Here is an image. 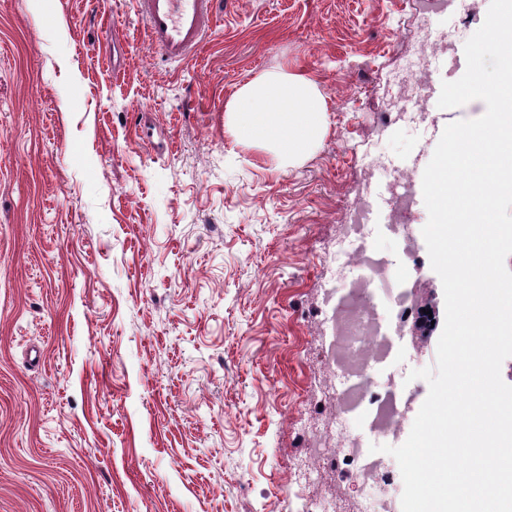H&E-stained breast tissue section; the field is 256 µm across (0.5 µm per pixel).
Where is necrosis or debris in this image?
<instances>
[{"label": "necrosis or debris", "mask_w": 512, "mask_h": 512, "mask_svg": "<svg viewBox=\"0 0 512 512\" xmlns=\"http://www.w3.org/2000/svg\"><path fill=\"white\" fill-rule=\"evenodd\" d=\"M422 65L401 78L399 104L385 113V124L402 121L401 102L425 98L432 77L421 51ZM410 199H395L393 221L388 232L399 245L405 266L420 263L419 249L405 222ZM368 191L357 193L350 217L340 227L345 266L357 268L356 276L323 289L319 312L329 325L320 345V356L328 372V382L320 391L319 404L325 417L318 434L307 429L297 431L301 453L291 462L296 484L313 482L316 473L348 479L357 488V512H398L395 500L386 492L393 479L389 465L370 453L371 440H397L412 408L410 395L398 389L393 376L377 381L395 354L407 327L419 310V291L392 280L390 262L375 246L367 217ZM385 288L384 296L391 313L389 321L377 316L372 287ZM363 418L368 432L354 431L350 423Z\"/></svg>", "instance_id": "necrosis-or-debris-1"}]
</instances>
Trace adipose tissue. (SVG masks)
Wrapping results in <instances>:
<instances>
[{
  "label": "adipose tissue",
  "mask_w": 512,
  "mask_h": 512,
  "mask_svg": "<svg viewBox=\"0 0 512 512\" xmlns=\"http://www.w3.org/2000/svg\"><path fill=\"white\" fill-rule=\"evenodd\" d=\"M233 113L243 139L273 144L295 162L322 136L325 100L304 74H266L242 88Z\"/></svg>",
  "instance_id": "1"
}]
</instances>
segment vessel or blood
<instances>
[{"label": "vessel or blood", "instance_id": "obj_1", "mask_svg": "<svg viewBox=\"0 0 512 512\" xmlns=\"http://www.w3.org/2000/svg\"><path fill=\"white\" fill-rule=\"evenodd\" d=\"M222 0H137L148 41L163 58L193 56L213 32Z\"/></svg>", "mask_w": 512, "mask_h": 512}]
</instances>
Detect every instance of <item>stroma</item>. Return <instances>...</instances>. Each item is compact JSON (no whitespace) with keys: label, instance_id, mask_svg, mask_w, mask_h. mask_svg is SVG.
I'll return each mask as SVG.
<instances>
[{"label":"stroma","instance_id":"obj_1","mask_svg":"<svg viewBox=\"0 0 512 512\" xmlns=\"http://www.w3.org/2000/svg\"><path fill=\"white\" fill-rule=\"evenodd\" d=\"M414 0H226L188 62L160 60L135 0H0V512H288L297 426L324 372L313 314L366 157L421 185L449 121L378 137L415 54ZM288 70L326 101L285 164L230 110ZM436 341L390 364L415 405Z\"/></svg>","mask_w":512,"mask_h":512}]
</instances>
